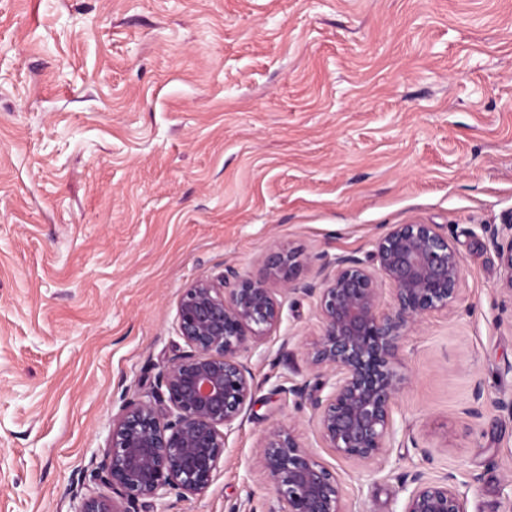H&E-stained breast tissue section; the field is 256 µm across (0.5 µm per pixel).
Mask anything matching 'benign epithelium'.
I'll return each mask as SVG.
<instances>
[{"instance_id":"obj_1","label":"benign epithelium","mask_w":512,"mask_h":512,"mask_svg":"<svg viewBox=\"0 0 512 512\" xmlns=\"http://www.w3.org/2000/svg\"><path fill=\"white\" fill-rule=\"evenodd\" d=\"M495 246L504 285L499 307L512 318V237ZM297 267V254L277 246L257 277L228 267L184 289L176 322L187 350L162 368L156 390L112 419L99 465L110 494L81 497L75 512H136L139 503L208 488L256 388L249 356L281 323V296L317 299L320 319L306 352L314 382L293 381L283 392L297 408L311 409L325 447L375 473L386 468L397 434L393 409L409 383L403 342L422 318L460 300L461 257L436 225L411 222L391 225L365 260L322 264L315 280L297 279ZM259 462L277 502L269 512H350L336 476L283 426L264 432ZM410 484L402 512H466L454 473L416 471Z\"/></svg>"}]
</instances>
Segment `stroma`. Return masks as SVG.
Wrapping results in <instances>:
<instances>
[{"mask_svg":"<svg viewBox=\"0 0 512 512\" xmlns=\"http://www.w3.org/2000/svg\"><path fill=\"white\" fill-rule=\"evenodd\" d=\"M512 215V0H0V512H73L124 402L185 347L178 300L273 246L297 276L440 225L464 302L406 337L394 418L419 443L366 476L282 391L308 375L315 299L286 300L209 488L165 512L273 504L279 423L351 512H401L453 471L467 512H512V327L492 242ZM481 387L482 416L462 409Z\"/></svg>","mask_w":512,"mask_h":512,"instance_id":"obj_1","label":"stroma"}]
</instances>
